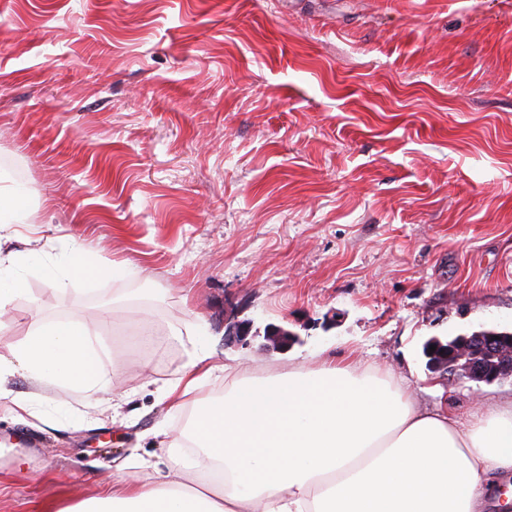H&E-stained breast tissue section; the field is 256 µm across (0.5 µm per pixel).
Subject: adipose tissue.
I'll return each instance as SVG.
<instances>
[{"mask_svg": "<svg viewBox=\"0 0 512 512\" xmlns=\"http://www.w3.org/2000/svg\"><path fill=\"white\" fill-rule=\"evenodd\" d=\"M97 330L78 318L30 332L0 376L107 388ZM214 375L196 350L165 388L174 408ZM179 442L189 473L218 484L135 477L112 494L59 512H487L488 471L512 473V400L480 403L468 422L421 405L393 371L348 360L276 375L225 373L224 395L196 407Z\"/></svg>", "mask_w": 512, "mask_h": 512, "instance_id": "obj_1", "label": "adipose tissue"}]
</instances>
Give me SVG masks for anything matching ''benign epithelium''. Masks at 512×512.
<instances>
[{"instance_id": "7a95c632", "label": "benign epithelium", "mask_w": 512, "mask_h": 512, "mask_svg": "<svg viewBox=\"0 0 512 512\" xmlns=\"http://www.w3.org/2000/svg\"><path fill=\"white\" fill-rule=\"evenodd\" d=\"M252 333L249 321L224 325V344L245 343ZM264 347L286 352L299 342L298 334L280 325L269 324L264 331ZM436 346L425 354L428 369L441 376L467 378L491 384L512 382V332L476 331L458 336L448 345L434 337L426 346Z\"/></svg>"}]
</instances>
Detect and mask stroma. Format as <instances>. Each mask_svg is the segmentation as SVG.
<instances>
[{
    "label": "stroma",
    "instance_id": "obj_1",
    "mask_svg": "<svg viewBox=\"0 0 512 512\" xmlns=\"http://www.w3.org/2000/svg\"><path fill=\"white\" fill-rule=\"evenodd\" d=\"M0 226L24 282L8 353L46 322L100 321L108 392L4 386L0 512H43L178 469L224 377L172 410L203 343L261 375L351 357L466 421L512 384L447 380L422 353L512 331V0H0ZM79 249L113 272L71 277ZM300 344L224 343V321ZM299 335L280 325L269 324L264 331V347L267 350L286 352L295 343L299 342Z\"/></svg>",
    "mask_w": 512,
    "mask_h": 512
}]
</instances>
